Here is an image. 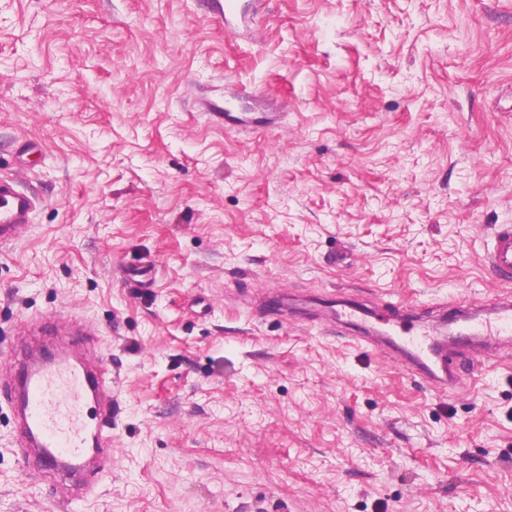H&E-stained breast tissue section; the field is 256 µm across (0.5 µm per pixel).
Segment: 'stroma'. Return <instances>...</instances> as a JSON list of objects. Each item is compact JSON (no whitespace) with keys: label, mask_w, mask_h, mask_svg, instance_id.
Segmentation results:
<instances>
[{"label":"stroma","mask_w":512,"mask_h":512,"mask_svg":"<svg viewBox=\"0 0 512 512\" xmlns=\"http://www.w3.org/2000/svg\"><path fill=\"white\" fill-rule=\"evenodd\" d=\"M253 27L209 0H0V174L42 200L0 248V350L77 321L116 400L70 504L0 383V512H512V349L442 394L324 310L417 325L501 293L512 0H262ZM217 16L223 22L224 27L231 33L236 34V29H247L249 27L245 16L238 12L237 0H224L222 11L217 12ZM491 247L487 253V266L496 279L512 282V225L493 224L489 227Z\"/></svg>","instance_id":"35a3bbf8"}]
</instances>
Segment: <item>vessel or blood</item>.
I'll use <instances>...</instances> for the list:
<instances>
[{
    "mask_svg": "<svg viewBox=\"0 0 512 512\" xmlns=\"http://www.w3.org/2000/svg\"><path fill=\"white\" fill-rule=\"evenodd\" d=\"M218 16L228 31L248 27L237 0H224ZM39 204L37 196L18 190L15 179L0 177V246L15 244ZM486 263L496 279L512 282V225L490 227ZM387 335L397 337L409 354L412 371L432 389L456 391L466 374L458 364L471 337L488 349L512 339V295L503 294L477 313L464 316L453 334L417 332L400 315H382ZM24 429L20 457L36 456L43 464L68 472L83 469L100 449L112 444V383L101 363L80 357L25 366L20 402L15 408Z\"/></svg>",
    "mask_w": 512,
    "mask_h": 512,
    "instance_id": "b4317fda",
    "label": "vessel or blood"
}]
</instances>
